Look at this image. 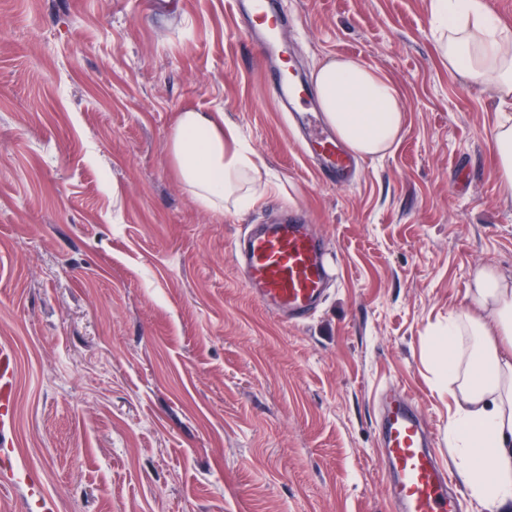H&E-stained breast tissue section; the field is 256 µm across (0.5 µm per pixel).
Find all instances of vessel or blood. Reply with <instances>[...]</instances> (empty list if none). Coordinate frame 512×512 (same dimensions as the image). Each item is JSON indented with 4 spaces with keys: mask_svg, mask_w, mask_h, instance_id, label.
I'll return each mask as SVG.
<instances>
[{
    "mask_svg": "<svg viewBox=\"0 0 512 512\" xmlns=\"http://www.w3.org/2000/svg\"><path fill=\"white\" fill-rule=\"evenodd\" d=\"M231 4L266 69L265 79L277 104L301 117L303 152L327 180L346 181L356 171V158L322 123L312 88L284 62L282 34L289 26L284 0H231ZM242 273L247 288L268 310L298 322L313 313L335 270L307 224L285 221L248 234ZM12 391V368L5 361L0 363L1 431L10 424ZM380 436L382 456L393 475L395 512H462L448 495L447 475L409 395L397 393L387 401Z\"/></svg>",
    "mask_w": 512,
    "mask_h": 512,
    "instance_id": "vessel-or-blood-1",
    "label": "vessel or blood"
}]
</instances>
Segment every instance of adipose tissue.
<instances>
[{"instance_id":"adipose-tissue-1","label":"adipose tissue","mask_w":512,"mask_h":512,"mask_svg":"<svg viewBox=\"0 0 512 512\" xmlns=\"http://www.w3.org/2000/svg\"><path fill=\"white\" fill-rule=\"evenodd\" d=\"M432 14L449 70L489 81L504 106L492 139L499 185L512 195V30L499 25L486 0H432ZM313 78L322 112L351 152L378 156L400 141L407 117L389 78L351 58L323 64ZM169 149L207 210L245 209L268 189L252 151L225 135L215 113L180 112ZM444 340L436 372L456 400L448 436L466 458L461 476L471 495L499 512L512 502V355L498 347L512 343V284L493 268L476 269Z\"/></svg>"}]
</instances>
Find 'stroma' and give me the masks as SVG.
I'll return each instance as SVG.
<instances>
[{"instance_id":"stroma-1","label":"stroma","mask_w":512,"mask_h":512,"mask_svg":"<svg viewBox=\"0 0 512 512\" xmlns=\"http://www.w3.org/2000/svg\"><path fill=\"white\" fill-rule=\"evenodd\" d=\"M302 75L352 57L398 87L400 143L319 180L228 0H0V353L14 371L0 512H393L383 399L415 400L464 512L440 333L471 273L512 280L499 105L449 72L431 0H288ZM220 112L272 190L201 208L168 149ZM301 214L336 276L286 323L235 244Z\"/></svg>"}]
</instances>
